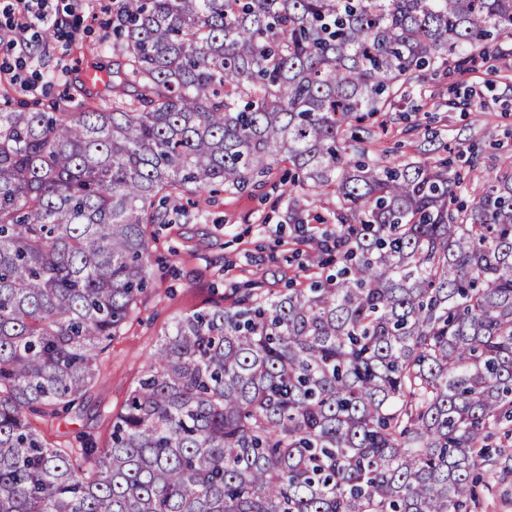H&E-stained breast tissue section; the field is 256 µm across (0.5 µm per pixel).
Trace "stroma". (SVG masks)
I'll return each mask as SVG.
<instances>
[{
    "label": "stroma",
    "instance_id": "35a3bbf8",
    "mask_svg": "<svg viewBox=\"0 0 512 512\" xmlns=\"http://www.w3.org/2000/svg\"><path fill=\"white\" fill-rule=\"evenodd\" d=\"M103 0H79L35 54L10 55L0 66V104L48 106L79 87V71L97 62L124 70L112 53V15ZM104 52L93 58L86 46ZM368 152L379 161L446 159L470 185L486 181L512 157V56L490 51L464 74L438 73L415 83L378 113ZM290 165L275 167L262 182L205 194L198 204L168 200L171 221L153 228L148 268L150 285L133 321L101 355L93 386L80 409L61 421L60 440L90 436L105 440L113 412L121 409L154 351L164 328L176 317L229 295L251 290L279 294L309 275L307 254L295 242L289 219Z\"/></svg>",
    "mask_w": 512,
    "mask_h": 512
}]
</instances>
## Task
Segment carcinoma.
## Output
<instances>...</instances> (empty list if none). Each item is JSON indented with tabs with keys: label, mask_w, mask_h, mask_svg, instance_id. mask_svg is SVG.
Returning <instances> with one entry per match:
<instances>
[{
	"label": "carcinoma",
	"mask_w": 512,
	"mask_h": 512,
	"mask_svg": "<svg viewBox=\"0 0 512 512\" xmlns=\"http://www.w3.org/2000/svg\"><path fill=\"white\" fill-rule=\"evenodd\" d=\"M120 81L0 108V512H477L512 448V161L349 134L512 42V0H117ZM135 88L130 94L127 87ZM287 162L336 197L306 283L176 321L109 442H50L148 285L164 198Z\"/></svg>",
	"instance_id": "cac0c4a2"
}]
</instances>
